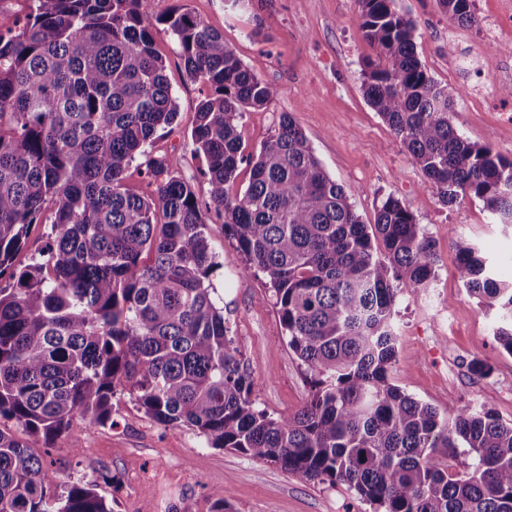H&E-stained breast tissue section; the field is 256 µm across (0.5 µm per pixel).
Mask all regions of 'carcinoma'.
<instances>
[{"mask_svg": "<svg viewBox=\"0 0 512 512\" xmlns=\"http://www.w3.org/2000/svg\"><path fill=\"white\" fill-rule=\"evenodd\" d=\"M0 25V512H112L98 484L48 490L32 452L68 433L75 415L112 421L129 391L159 424L184 425L212 448L309 481L344 484L373 512H512V421L488 410L441 413L390 380L398 293L435 278L434 243L410 207L389 197L366 224L288 115L245 153L244 112L275 91L243 66L205 19L151 20L143 0H24ZM474 24L470 0H437ZM374 55L368 104L401 139L441 200L477 198L512 229V161L464 139L453 93L421 64L414 21L397 0H357ZM172 34L186 70L210 87L191 137L206 161L209 201L153 157L178 106L152 29ZM145 157L150 195L125 184ZM250 166L244 191L236 172ZM215 211L246 268L263 276L311 398L274 417L212 296L217 266L205 233ZM51 220L40 260L14 264L31 229ZM151 263L141 261L143 253ZM456 275L496 310L494 337L512 355V283L457 244Z\"/></svg>", "mask_w": 512, "mask_h": 512, "instance_id": "cac0c4a2", "label": "carcinoma"}]
</instances>
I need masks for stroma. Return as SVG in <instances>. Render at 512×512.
Segmentation results:
<instances>
[{
    "label": "stroma",
    "instance_id": "35a3bbf8",
    "mask_svg": "<svg viewBox=\"0 0 512 512\" xmlns=\"http://www.w3.org/2000/svg\"><path fill=\"white\" fill-rule=\"evenodd\" d=\"M416 24V54L441 84L452 89L450 120L464 139L512 160V13L503 0H473L476 24L450 20L437 0H399ZM150 16L177 9L204 18L224 35L241 62L276 94L268 105L245 112L240 131L247 151L259 152L282 114L303 130L322 166L340 184L365 223H373L390 196L409 205L435 241L436 279L398 297L397 357L391 380L439 411L448 406L489 410L512 421V355L493 335L494 311L469 297L455 274V241L475 243L497 280L512 281V233L493 223L478 199L445 205L399 137L366 101L365 59L372 50L357 21L356 0H265L262 7L231 8L228 0H145ZM178 105L175 122L159 131L152 156L208 200L204 159L191 131L201 81L185 71L169 33L154 32ZM206 236L218 264L211 276L224 317L254 382L258 409L292 414L311 397L306 370L289 350L270 293L246 269L224 221L209 215ZM491 373L475 378L470 360ZM113 422L74 419L54 447L39 449L51 485L88 483L105 471L119 490L102 485L112 512H209L224 498L234 512H372L346 486H330L284 472L234 451L209 447L186 426H163L141 410L129 393L112 400Z\"/></svg>",
    "mask_w": 512,
    "mask_h": 512
}]
</instances>
